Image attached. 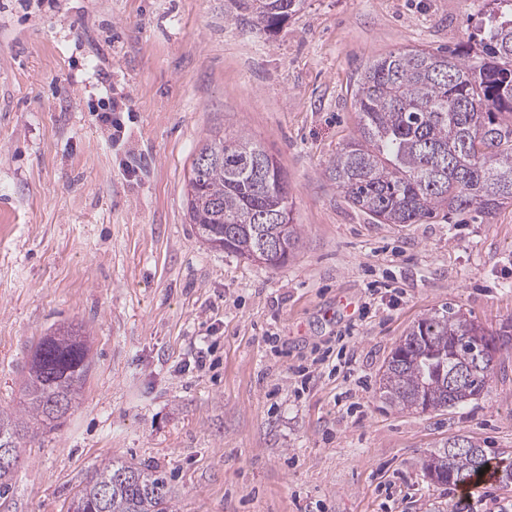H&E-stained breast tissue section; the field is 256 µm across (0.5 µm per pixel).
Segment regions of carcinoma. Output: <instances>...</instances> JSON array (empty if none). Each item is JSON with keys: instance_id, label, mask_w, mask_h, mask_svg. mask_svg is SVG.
I'll list each match as a JSON object with an SVG mask.
<instances>
[{"instance_id": "carcinoma-1", "label": "carcinoma", "mask_w": 512, "mask_h": 512, "mask_svg": "<svg viewBox=\"0 0 512 512\" xmlns=\"http://www.w3.org/2000/svg\"><path fill=\"white\" fill-rule=\"evenodd\" d=\"M299 0H242L253 25L272 31ZM480 61L459 54L406 49L367 66L353 90L359 136L326 169L354 207L379 224H417L470 209L489 216L512 204V18L480 29ZM280 167L245 135L206 141L186 183L189 221L214 250L268 268L284 265L300 245ZM53 332L38 343L22 409L0 411V435L13 448L27 433L58 427L60 402L72 408L91 360L72 339ZM512 336V320L490 332L452 308L420 318L395 346L380 378L386 403L401 410L443 411L480 397L489 379L481 352ZM431 451L423 463L438 486L477 485L484 471L502 488L512 466L492 464L483 446L463 438ZM75 499L102 501L100 512H174L166 478L146 467L103 463Z\"/></svg>"}]
</instances>
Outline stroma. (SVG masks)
<instances>
[{"instance_id": "obj_1", "label": "stroma", "mask_w": 512, "mask_h": 512, "mask_svg": "<svg viewBox=\"0 0 512 512\" xmlns=\"http://www.w3.org/2000/svg\"><path fill=\"white\" fill-rule=\"evenodd\" d=\"M497 0H303L275 33L236 0H0V410L32 351L85 329L91 370L26 436L0 512H68L108 460L167 476L175 512H500L512 487L430 485L452 436L512 462V349L478 400L384 402L379 377L445 306L512 319V205L379 224L325 170L357 135L354 85L404 49L478 54ZM127 98L119 142L98 119ZM277 161L301 236L268 269L207 248L185 179L214 135Z\"/></svg>"}]
</instances>
